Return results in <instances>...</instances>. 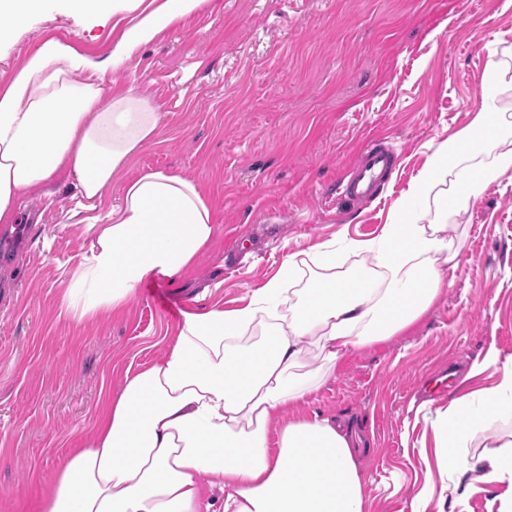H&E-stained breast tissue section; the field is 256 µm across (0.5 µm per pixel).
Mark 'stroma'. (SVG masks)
I'll list each match as a JSON object with an SVG mask.
<instances>
[{"label":"stroma","instance_id":"obj_1","mask_svg":"<svg viewBox=\"0 0 512 512\" xmlns=\"http://www.w3.org/2000/svg\"><path fill=\"white\" fill-rule=\"evenodd\" d=\"M133 16L125 0L93 14L45 0L24 28L0 30V86L49 37L107 58ZM511 46L512 0H208L103 72L104 96L136 89L162 120L95 207L62 183L0 226V512H36L126 375L168 354L184 311L238 307L287 255L377 237L437 145L470 124L489 62ZM376 137L397 154L383 192L341 199L346 166ZM147 170L200 185L213 240L123 310L73 321L61 297L89 253L88 225L106 223ZM450 233L459 265L413 330L352 353L285 412L361 434L368 512H439L450 475L416 410L496 385L499 373L471 365L512 356V178L481 187Z\"/></svg>","mask_w":512,"mask_h":512}]
</instances>
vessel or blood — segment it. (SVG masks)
I'll use <instances>...</instances> for the list:
<instances>
[{
  "label": "vessel or blood",
  "instance_id": "vessel-or-blood-1",
  "mask_svg": "<svg viewBox=\"0 0 512 512\" xmlns=\"http://www.w3.org/2000/svg\"><path fill=\"white\" fill-rule=\"evenodd\" d=\"M394 164L393 153L370 143L363 147L348 165L338 184L340 196L363 200L374 196Z\"/></svg>",
  "mask_w": 512,
  "mask_h": 512
}]
</instances>
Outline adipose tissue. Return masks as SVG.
<instances>
[{
	"instance_id": "obj_1",
	"label": "adipose tissue",
	"mask_w": 512,
	"mask_h": 512,
	"mask_svg": "<svg viewBox=\"0 0 512 512\" xmlns=\"http://www.w3.org/2000/svg\"><path fill=\"white\" fill-rule=\"evenodd\" d=\"M140 14L97 60L46 39L0 90V224L16 221L21 195H48L60 175L79 195L103 197L112 178L156 133L161 114L135 90L104 98L99 75L205 0H131ZM499 62L488 65L483 107L442 142L397 219L366 242L358 273L335 247L288 255L278 273L233 309L184 312L169 353L128 375L94 437L56 467L37 512H365L359 439L320 416L271 430L288 405L333 377L354 350L403 334L442 293L461 244L443 224L422 223L418 203L447 190L449 212L512 171V121L497 112ZM89 254L63 303L75 320L128 304L148 279L173 278L209 244L207 197L192 179L148 170L129 179L107 224L92 227ZM503 375L479 402L463 393L446 412L421 405L451 473L456 501L478 483L512 484V441L472 455L482 411L512 414V357L488 353Z\"/></svg>"
}]
</instances>
